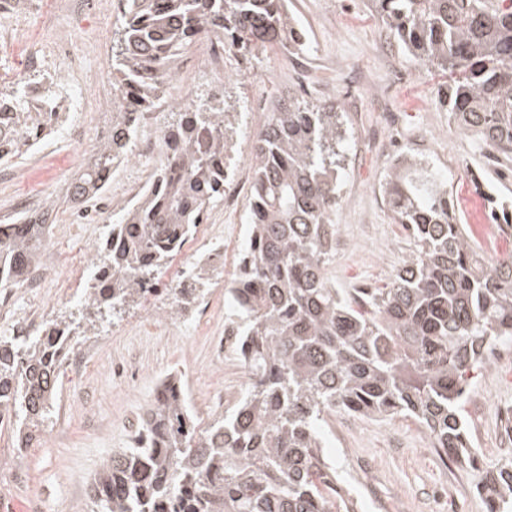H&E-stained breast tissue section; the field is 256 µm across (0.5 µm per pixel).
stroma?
I'll return each instance as SVG.
<instances>
[{"label": "stroma", "mask_w": 512, "mask_h": 512, "mask_svg": "<svg viewBox=\"0 0 512 512\" xmlns=\"http://www.w3.org/2000/svg\"><path fill=\"white\" fill-rule=\"evenodd\" d=\"M44 2L0 22L16 34L15 40L0 42V91L30 80L26 57L48 53L55 41L69 42L70 54L52 64L63 73L56 82L63 103L80 106L81 136L60 137L41 153L15 159L16 176L0 180V224L9 221L20 197L31 198L37 210L52 212L50 253L83 258L121 215L108 205L86 221L61 203L84 148L111 121L94 87L111 83L112 53L93 52L91 45L99 31H114L117 15L109 0H95V8L81 15L59 0ZM290 8L307 32L304 46L288 52L270 47L250 61L228 55L220 92L206 65H198L193 97L223 104L232 116L235 148L246 156L288 91L311 104L337 103L345 137L334 215L339 244L325 267L334 287H385L406 257L408 240L382 192L400 154L421 158L447 182L462 223H469L474 207L475 173L486 192L512 210V156L497 155L477 135L449 122L440 103L445 76L406 52L367 0H291ZM234 274L231 267L212 274L209 315L192 321L184 336L158 329L166 313L144 297L106 322L80 320L78 277L66 290L54 279L35 293L14 290L12 305L0 308V336L12 335L31 316L76 319L73 346L85 363L76 371L64 369L52 417L32 447L15 448L11 422L0 423V512H93V477L113 449L127 447L129 419L144 413L155 382L168 373L181 374L192 413L203 426L241 395L247 384L242 366L214 348L232 311L224 288ZM470 394L462 415L480 458L477 471L443 457L413 419L327 416L324 453L354 495L370 492L362 512H485L476 491L483 472L512 460V368L486 365Z\"/></svg>", "instance_id": "obj_1"}]
</instances>
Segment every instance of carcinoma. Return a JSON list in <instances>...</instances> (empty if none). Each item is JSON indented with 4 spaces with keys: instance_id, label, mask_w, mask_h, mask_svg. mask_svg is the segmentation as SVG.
<instances>
[{
    "instance_id": "obj_1",
    "label": "carcinoma",
    "mask_w": 512,
    "mask_h": 512,
    "mask_svg": "<svg viewBox=\"0 0 512 512\" xmlns=\"http://www.w3.org/2000/svg\"><path fill=\"white\" fill-rule=\"evenodd\" d=\"M383 27L425 68L448 76L450 119L493 150L512 154V0H369ZM112 45V122L67 200L100 195L101 175L124 157L136 133L130 113L167 103L168 76L183 50L230 40L241 56L277 45L301 47L305 30L288 0H123ZM15 112L0 124V150L24 149L23 90L0 92ZM229 113L207 103L180 113L181 156L159 173L103 240L92 263L123 274L104 293L89 289L81 317L109 318L156 279L208 207L223 195ZM336 102L280 99L252 144L248 244L226 288L236 312V354L252 377L233 407L197 428L186 393L169 380L152 402L149 427L112 451L93 478L97 512H354L322 450L321 424L337 411L414 419L449 459L474 463L460 409L470 373L486 366L490 343L512 336V253L483 262L482 244L457 222L448 190L423 176L412 155L390 169L383 192L409 252L386 288L344 293L323 268L336 249L339 148ZM49 211L26 224H0V288L40 260ZM197 289L173 294L181 315ZM55 336L0 339V416L21 421L19 448L40 437L60 389L62 342ZM486 512H512V460L478 486Z\"/></svg>"
}]
</instances>
